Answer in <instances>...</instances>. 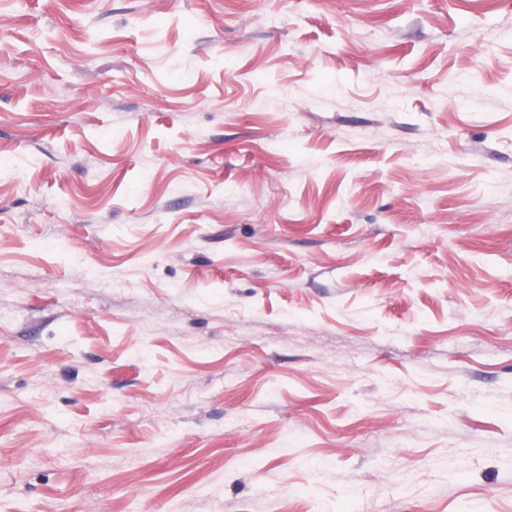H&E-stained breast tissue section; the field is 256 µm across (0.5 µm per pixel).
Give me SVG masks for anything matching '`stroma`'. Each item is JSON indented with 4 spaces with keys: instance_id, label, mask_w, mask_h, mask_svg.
<instances>
[{
    "instance_id": "obj_1",
    "label": "stroma",
    "mask_w": 512,
    "mask_h": 512,
    "mask_svg": "<svg viewBox=\"0 0 512 512\" xmlns=\"http://www.w3.org/2000/svg\"><path fill=\"white\" fill-rule=\"evenodd\" d=\"M0 512H512V0H0Z\"/></svg>"
}]
</instances>
